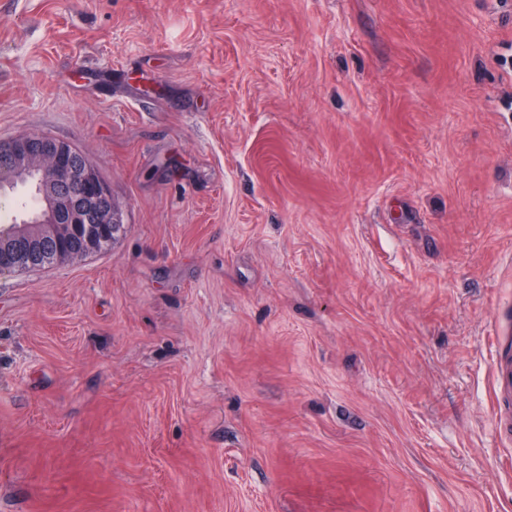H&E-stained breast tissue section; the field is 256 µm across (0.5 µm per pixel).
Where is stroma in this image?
Segmentation results:
<instances>
[{
  "label": "stroma",
  "mask_w": 512,
  "mask_h": 512,
  "mask_svg": "<svg viewBox=\"0 0 512 512\" xmlns=\"http://www.w3.org/2000/svg\"><path fill=\"white\" fill-rule=\"evenodd\" d=\"M119 237L0 276V512H512V0H0V141ZM493 423L502 446L512 445V355L501 356L493 370Z\"/></svg>",
  "instance_id": "stroma-1"
}]
</instances>
